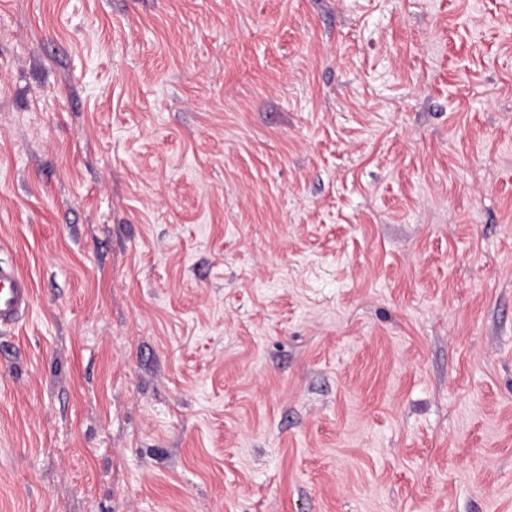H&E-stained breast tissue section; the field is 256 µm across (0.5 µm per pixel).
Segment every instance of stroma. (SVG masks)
<instances>
[{
	"label": "stroma",
	"mask_w": 512,
	"mask_h": 512,
	"mask_svg": "<svg viewBox=\"0 0 512 512\" xmlns=\"http://www.w3.org/2000/svg\"><path fill=\"white\" fill-rule=\"evenodd\" d=\"M0 512H512V0H0ZM30 283L15 266L0 259V329L11 327L30 309Z\"/></svg>",
	"instance_id": "1"
}]
</instances>
